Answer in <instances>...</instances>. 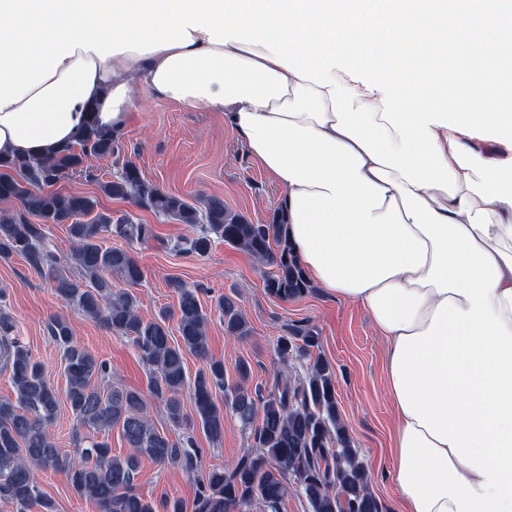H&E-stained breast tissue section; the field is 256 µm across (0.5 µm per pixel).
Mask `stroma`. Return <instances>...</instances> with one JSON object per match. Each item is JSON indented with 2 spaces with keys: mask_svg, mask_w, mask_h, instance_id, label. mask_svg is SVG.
<instances>
[{
  "mask_svg": "<svg viewBox=\"0 0 512 512\" xmlns=\"http://www.w3.org/2000/svg\"><path fill=\"white\" fill-rule=\"evenodd\" d=\"M133 118L121 132L120 156L132 160L144 178L160 189L181 195H217L225 204L255 224L267 223L278 211L283 190L251 159L245 145L223 120L204 108L189 110L136 88ZM94 179L76 175L58 183L59 191L99 195L102 209L120 216L131 214L152 225L155 237L130 244L129 250L146 271L134 293L143 318H155L160 308H176L177 297L168 288L177 277L199 287L207 326L209 353L223 361L228 383L238 379L236 366L247 360L250 384H272L282 369L276 342L285 328L305 326L319 337V351L334 367L336 399L355 448L371 472V490L381 512H399L400 492L391 481L390 436L394 412L384 373L385 340L361 307L338 300L315 287L301 297L282 301L264 288L265 267L248 254L216 241L207 255L175 250L176 242L192 237L184 224L156 217L132 201L100 196L98 180L117 172L113 162L90 159ZM237 293L241 310L253 333L237 340L224 334L216 300ZM0 304L13 322L12 334L45 368L47 381L64 390L66 377L62 351L47 333L53 317L68 319L75 341L105 361L113 377L139 392H147L149 370L131 343L58 300L46 275L32 270L20 257L0 260ZM192 437L199 450L200 469L208 471L234 462L246 448L247 434L232 412L224 414V437L211 442L200 424L172 431V439ZM43 492L57 512H99L88 497L78 495L61 472L37 475ZM200 487L199 477L181 468L143 461L135 488L157 505L178 500L192 512Z\"/></svg>",
  "mask_w": 512,
  "mask_h": 512,
  "instance_id": "35a3bbf8",
  "label": "stroma"
}]
</instances>
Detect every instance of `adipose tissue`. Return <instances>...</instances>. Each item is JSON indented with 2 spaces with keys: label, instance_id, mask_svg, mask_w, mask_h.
I'll return each mask as SVG.
<instances>
[{
  "label": "adipose tissue",
  "instance_id": "adipose-tissue-1",
  "mask_svg": "<svg viewBox=\"0 0 512 512\" xmlns=\"http://www.w3.org/2000/svg\"><path fill=\"white\" fill-rule=\"evenodd\" d=\"M185 47L76 49L0 109V154L39 157L86 120L123 129L143 86L219 113L284 190L297 260L386 342L401 512H512V159L431 125L456 195L418 188L337 132L326 88L193 32Z\"/></svg>",
  "mask_w": 512,
  "mask_h": 512
}]
</instances>
